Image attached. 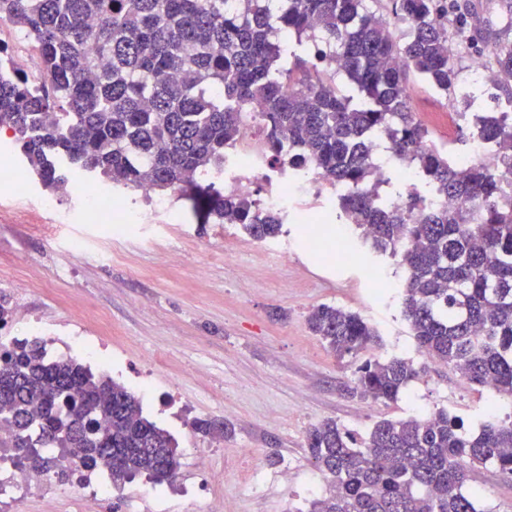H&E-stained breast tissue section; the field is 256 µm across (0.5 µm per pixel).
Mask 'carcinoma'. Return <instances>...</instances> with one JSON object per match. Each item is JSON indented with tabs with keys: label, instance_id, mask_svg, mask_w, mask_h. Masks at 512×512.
I'll list each match as a JSON object with an SVG mask.
<instances>
[{
	"label": "carcinoma",
	"instance_id": "carcinoma-1",
	"mask_svg": "<svg viewBox=\"0 0 512 512\" xmlns=\"http://www.w3.org/2000/svg\"><path fill=\"white\" fill-rule=\"evenodd\" d=\"M225 2L0 0V24L42 64L32 81L0 47V128L13 133L14 157L47 188L73 173L97 185L194 188L224 172L243 112L258 104L271 160L312 163L338 180L349 189L339 209L360 238L400 259L402 312L419 351L512 396V125L475 116L473 136L496 147L502 167L459 166L415 121L409 95L415 74L475 103L453 62L448 0H391L401 35L368 0H239L234 11ZM316 39L336 67L286 65ZM495 65L512 77V47ZM366 131L379 132L395 164L419 170L423 193L410 194L409 208L387 205L381 187L392 179L352 140ZM424 193L456 206L413 219ZM208 199L222 224L264 241L281 233L280 218L249 196ZM306 323L341 359L379 341L359 314L331 304ZM420 373L407 358H369L348 392L393 401ZM0 412L3 444L35 470L68 459L114 483L176 477L178 444L141 400L78 357L51 358L40 340L0 345ZM306 448L329 483L308 512H479L467 472L491 465L512 476V411H489L476 430L445 410L382 420L364 435L327 420Z\"/></svg>",
	"mask_w": 512,
	"mask_h": 512
}]
</instances>
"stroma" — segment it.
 Here are the masks:
<instances>
[{
    "instance_id": "stroma-1",
    "label": "stroma",
    "mask_w": 512,
    "mask_h": 512,
    "mask_svg": "<svg viewBox=\"0 0 512 512\" xmlns=\"http://www.w3.org/2000/svg\"><path fill=\"white\" fill-rule=\"evenodd\" d=\"M458 3V16L448 19L458 69L489 48L512 44V0ZM410 85L417 119L464 151L470 115L453 114L451 101L421 80ZM45 194L37 183L29 195L0 198V299L22 302L6 329L26 335L34 319L75 330L84 360L134 392L145 415L178 440L180 465L175 482L151 499L130 500L146 484L137 478L89 508L77 494L52 500L31 492L1 497L0 512H303L322 477L306 435L323 421L362 434L383 419L444 409L475 429L487 406L512 403L418 351L397 290H376L361 272L374 266L380 281L391 283L404 270L367 244L357 243L356 263H325L309 251L300 225L286 224L278 240L288 246L287 260L258 249L244 233L229 268L203 192H181L168 221L129 225L120 239L110 225L87 220L76 196L63 199L70 221L58 223L38 207ZM107 250L111 260H100ZM167 251L176 258L164 266L159 256ZM323 303L359 313L378 330L381 354L414 360L420 379L393 401L348 395L366 356L337 358L312 335L307 313ZM196 418L214 422L215 430L193 431ZM202 450L230 463L242 480L261 470L263 484L224 498L196 466ZM468 487L482 512H512V477L477 468Z\"/></svg>"
}]
</instances>
